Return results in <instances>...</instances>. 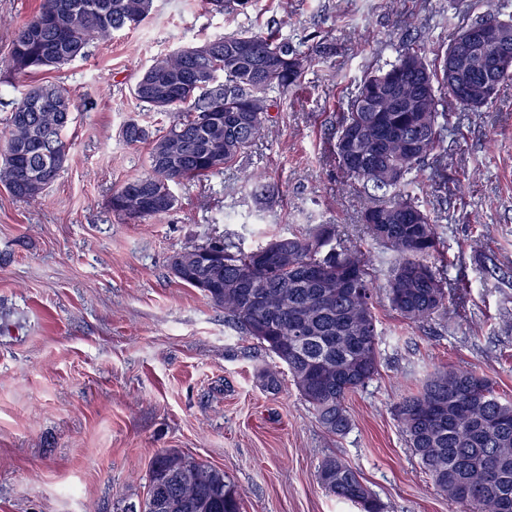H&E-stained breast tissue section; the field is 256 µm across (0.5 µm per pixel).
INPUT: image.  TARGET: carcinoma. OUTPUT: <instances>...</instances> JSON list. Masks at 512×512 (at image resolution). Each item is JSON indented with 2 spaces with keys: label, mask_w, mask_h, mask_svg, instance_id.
I'll return each mask as SVG.
<instances>
[{
  "label": "carcinoma",
  "mask_w": 512,
  "mask_h": 512,
  "mask_svg": "<svg viewBox=\"0 0 512 512\" xmlns=\"http://www.w3.org/2000/svg\"><path fill=\"white\" fill-rule=\"evenodd\" d=\"M249 0H207L210 11L224 14L247 9ZM154 0H42L38 13L15 32L9 65L16 71L59 69L88 56V47L113 33L138 26L152 12ZM218 54L193 59L179 47L153 61L133 87L135 98L157 112H170L165 128L150 130L129 120L122 129L129 144L149 146L147 170L119 189L109 201L112 212L129 219L171 214L178 205L173 186L218 175L256 141L270 121L273 89L288 91L301 82L316 56L286 37L244 32L213 38ZM241 42L253 55L236 54ZM281 60L257 87L248 77L256 62ZM422 74L421 96L407 111L392 108L390 89ZM53 95L64 107L44 118L35 98ZM492 101L467 105L448 90V50L428 59L422 49L403 46L394 60L366 75L348 111L336 125L333 151L340 170L372 191L362 221L367 233L394 256L386 286L391 309L411 324L440 316L451 289L436 260L440 236L437 218L416 194L420 168L435 162V185L448 189L443 143L448 107L479 112ZM234 120L217 126L207 121L218 106ZM69 92L62 84L35 85L12 102L0 134V183L23 201L35 200L31 183L45 168L63 170L72 143L65 131L73 122ZM214 140L224 155H208ZM260 203L279 193L275 184L252 179ZM393 212L415 216L407 223L384 222ZM275 236L252 249L214 238L185 248L188 262L172 275L202 290L224 310L241 332L284 364L300 396L318 422L333 435L351 427L347 397L365 387L381 365L380 333L373 290L375 274L361 251L340 239L336 225L316 224L288 235V261L276 259ZM320 269V279L308 276ZM408 447L434 486L462 512H512V403L501 402L492 383L470 369H436L396 407ZM318 479L337 499L361 512L384 506L363 483L359 472L341 459L321 462ZM124 512H240L224 471L161 450L153 458L148 496Z\"/></svg>",
  "instance_id": "carcinoma-1"
}]
</instances>
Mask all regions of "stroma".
<instances>
[{
	"label": "stroma",
	"instance_id": "1",
	"mask_svg": "<svg viewBox=\"0 0 512 512\" xmlns=\"http://www.w3.org/2000/svg\"><path fill=\"white\" fill-rule=\"evenodd\" d=\"M42 0H0V122L31 86L64 83L76 120L65 167L42 199L0 186V512H121L141 502L163 449L224 472L240 512H360L318 482L328 457L349 463L385 512H454L421 471L394 412L439 367L490 379L512 401V80L492 106L469 113L448 155V195L430 166L419 196L436 208L449 276L468 290L445 317L413 325L383 293L393 255L360 222V183L332 154L328 129L370 71L404 41L434 55L478 17L512 15V0H251L217 15L206 0H155L138 27L92 43L60 70L20 73L8 60L16 29ZM277 22L295 42L318 33L327 49L276 107L242 164L175 187L168 216L125 220L109 199L146 170L147 145L121 135L169 114L131 91L152 61L178 46ZM277 184L257 203L244 172ZM336 225L375 270L379 375L352 394L348 433L328 434L288 370L225 322L170 272L174 253L224 236L253 248L272 235ZM277 373L267 390L265 372Z\"/></svg>",
	"mask_w": 512,
	"mask_h": 512
}]
</instances>
